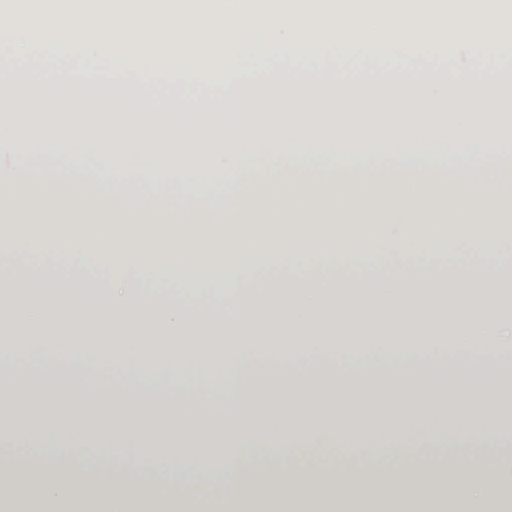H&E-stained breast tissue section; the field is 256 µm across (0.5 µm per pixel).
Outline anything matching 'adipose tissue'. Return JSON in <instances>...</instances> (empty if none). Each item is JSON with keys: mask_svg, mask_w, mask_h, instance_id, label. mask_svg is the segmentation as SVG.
Wrapping results in <instances>:
<instances>
[{"mask_svg": "<svg viewBox=\"0 0 512 512\" xmlns=\"http://www.w3.org/2000/svg\"><path fill=\"white\" fill-rule=\"evenodd\" d=\"M461 141L447 161L403 153L378 164L308 151L293 136L282 160L243 166L241 142L154 141L107 131L118 153L161 151L175 176L145 175L130 184L77 174L67 156L39 165L23 154L0 184V223L14 243L0 258V322L14 321L8 360L83 356L126 376L148 375L185 390L200 386L201 367L218 378L233 418L220 430L182 408L148 409L95 392L49 389L27 465L0 455V512H132L126 477L111 473L109 500L93 496L96 471L68 466L64 451L108 449L124 469L149 467L178 475L170 512H512V460L500 449L512 436L498 425L501 401L484 396L470 375L432 385L411 371L419 355L465 350L475 357L512 349V315L502 309V266L487 242L512 223V180L502 175L500 145L508 123L458 125ZM202 170L183 177L187 166ZM456 231L466 249L445 275L412 269L421 241ZM53 263L77 268L87 254L103 263L107 294L69 288L28 273L31 238ZM391 253L397 266L350 276L367 252ZM293 265L325 261L341 274L326 285L282 277L235 302L221 319L197 316L174 298L199 283L229 289L252 259ZM157 276L158 293L133 300L135 276ZM375 355L391 376L370 388L357 382L362 354ZM318 357L339 370L326 383L300 367ZM274 364L289 371L281 384L248 391L239 369ZM317 418L329 446L462 448L449 472L432 462L367 465L336 471L287 465L311 439L303 420ZM160 434L147 445L143 424ZM468 447L491 464L474 470ZM216 488L214 499L201 490Z\"/></svg>", "mask_w": 512, "mask_h": 512, "instance_id": "adipose-tissue-1", "label": "adipose tissue"}]
</instances>
